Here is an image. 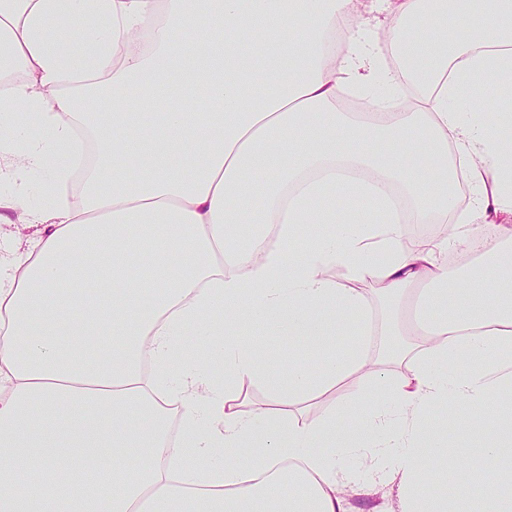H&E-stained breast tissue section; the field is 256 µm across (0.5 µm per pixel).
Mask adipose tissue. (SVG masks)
Returning <instances> with one entry per match:
<instances>
[{"label": "adipose tissue", "instance_id": "obj_1", "mask_svg": "<svg viewBox=\"0 0 512 512\" xmlns=\"http://www.w3.org/2000/svg\"><path fill=\"white\" fill-rule=\"evenodd\" d=\"M380 3L394 20L384 37L359 0H0V180L39 179L38 193L0 195V223L34 229L0 257V512H348L343 455L370 443L401 512H512V413L485 414L512 386L511 224L490 271L465 277L466 304L429 294L443 316L391 349L407 376L356 387L315 424L239 409L245 381L315 396L367 367L376 334L415 335L400 311L376 329L328 267L396 300L447 279L461 225L512 216V140L498 134L512 127V0ZM439 21L465 38L437 45ZM405 77L420 87L412 108L372 97ZM492 86L503 93L490 100ZM346 90L365 111L338 108ZM86 134L99 149L77 178ZM444 223L404 241V225ZM240 224L254 227L241 243ZM257 328L318 366L297 360L280 380ZM180 336L205 345L223 388L208 367L173 377ZM368 402L371 420L349 424ZM447 421L485 433L481 479L464 449L431 436ZM252 443L262 461H234ZM451 461L438 492L429 473ZM84 465L92 476L77 479Z\"/></svg>", "mask_w": 512, "mask_h": 512}]
</instances>
